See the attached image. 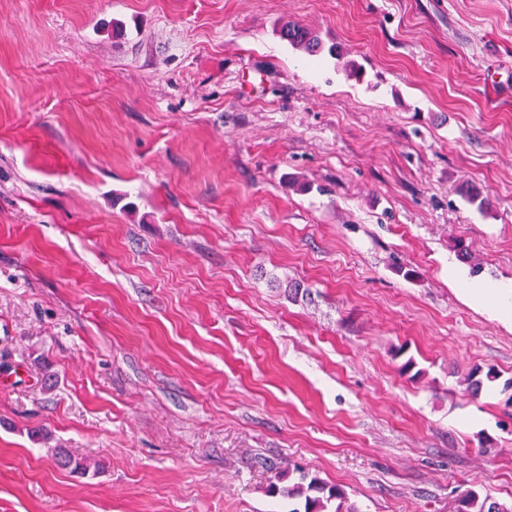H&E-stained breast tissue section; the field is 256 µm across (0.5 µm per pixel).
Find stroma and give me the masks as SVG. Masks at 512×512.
I'll list each match as a JSON object with an SVG mask.
<instances>
[{
	"label": "stroma",
	"instance_id": "obj_1",
	"mask_svg": "<svg viewBox=\"0 0 512 512\" xmlns=\"http://www.w3.org/2000/svg\"><path fill=\"white\" fill-rule=\"evenodd\" d=\"M473 282L512 285V0H0V512H291L297 465L510 505ZM279 36L291 46L310 55H318L324 48L315 31L295 22L284 23L279 30ZM55 463L57 466L62 468H71V471L79 474H86L90 469H94L97 472L100 468V464L91 462L84 458H76L72 456L65 448H61L57 451L55 456Z\"/></svg>",
	"mask_w": 512,
	"mask_h": 512
}]
</instances>
